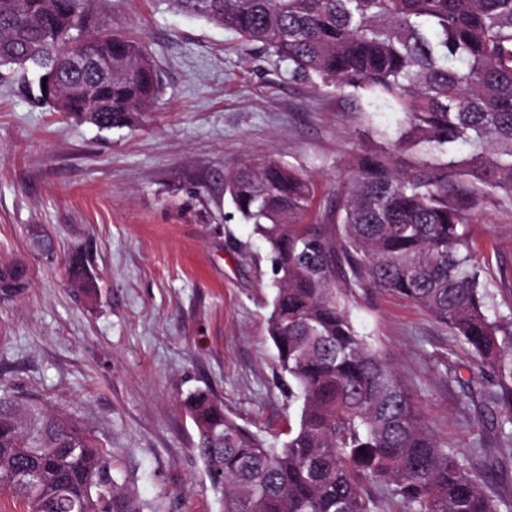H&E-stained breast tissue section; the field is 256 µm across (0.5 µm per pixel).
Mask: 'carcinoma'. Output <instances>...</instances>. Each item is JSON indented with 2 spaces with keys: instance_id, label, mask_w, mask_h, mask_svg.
Returning <instances> with one entry per match:
<instances>
[{
  "instance_id": "carcinoma-1",
  "label": "carcinoma",
  "mask_w": 512,
  "mask_h": 512,
  "mask_svg": "<svg viewBox=\"0 0 512 512\" xmlns=\"http://www.w3.org/2000/svg\"><path fill=\"white\" fill-rule=\"evenodd\" d=\"M93 0H0V77L54 73L60 111L101 131L149 116L159 76L145 47L93 16ZM172 9L260 43L336 94L399 114L393 135L357 154L336 189V223L310 224L313 183L268 157L224 177L235 212L268 247L275 295L265 323L288 398L300 395L281 446L205 392L184 407L223 512H512L488 491L483 434L460 452L425 427L394 364L360 336L336 292L397 295L476 355L497 434L512 455V316L489 314L466 233L490 199L512 205V0H169ZM112 57V79L75 56ZM415 156L410 167L402 156ZM33 245L54 256L52 237ZM70 286L96 294L93 255L65 259ZM29 288L0 261V303ZM118 458L62 411L23 403L0 382V495L21 512L144 510L118 480Z\"/></svg>"
}]
</instances>
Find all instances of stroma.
Masks as SVG:
<instances>
[{"label":"stroma","mask_w":512,"mask_h":512,"mask_svg":"<svg viewBox=\"0 0 512 512\" xmlns=\"http://www.w3.org/2000/svg\"><path fill=\"white\" fill-rule=\"evenodd\" d=\"M142 42L160 78L146 127L99 131L0 80V260L30 288L0 304V379L84 425L121 458L127 483L165 512H222L183 402L210 391L239 423L284 440L296 407L277 384L264 318L274 296L265 244L230 215L224 173L275 157L316 185L322 223L363 147L396 115L368 111L224 28L162 0H94ZM48 232L54 257L28 232ZM493 313L512 316V207L467 227ZM90 248L99 291L69 288L63 259ZM361 335L392 360L437 441L472 448L485 413L478 359L419 306L338 284ZM461 382L448 378L449 369Z\"/></svg>","instance_id":"1"}]
</instances>
